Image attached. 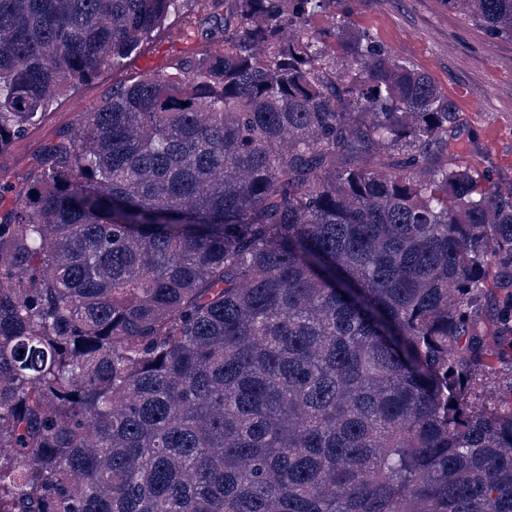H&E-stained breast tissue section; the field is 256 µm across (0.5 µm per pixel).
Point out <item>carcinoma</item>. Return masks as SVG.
<instances>
[{
	"label": "carcinoma",
	"mask_w": 512,
	"mask_h": 512,
	"mask_svg": "<svg viewBox=\"0 0 512 512\" xmlns=\"http://www.w3.org/2000/svg\"><path fill=\"white\" fill-rule=\"evenodd\" d=\"M199 2L0 174V512H512V189L350 0ZM179 9L0 0V153ZM184 4L179 15L172 16L160 30L142 40L138 50L123 66L105 70L94 82L82 85L51 109L39 126L16 140L7 153L0 155V172L11 180L21 181L58 131L74 124L80 113L90 111L94 103L112 92V87L130 84L145 71L166 70L176 57H193L205 51L219 50L222 34L210 42L197 36L198 30L208 26L206 12H201L192 0Z\"/></svg>",
	"instance_id": "carcinoma-1"
}]
</instances>
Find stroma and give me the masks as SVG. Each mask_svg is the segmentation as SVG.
<instances>
[{
  "label": "stroma",
  "instance_id": "stroma-1",
  "mask_svg": "<svg viewBox=\"0 0 512 512\" xmlns=\"http://www.w3.org/2000/svg\"><path fill=\"white\" fill-rule=\"evenodd\" d=\"M356 27L381 41L397 59L428 73L462 114L456 147L477 167L492 171L512 187V40L491 38L484 29L448 9L441 0H352ZM207 22L195 0H186L123 66L108 69L49 111L43 122L0 155V172L22 180L59 130L140 73L165 70L178 57H192L222 46L197 32Z\"/></svg>",
  "mask_w": 512,
  "mask_h": 512
}]
</instances>
